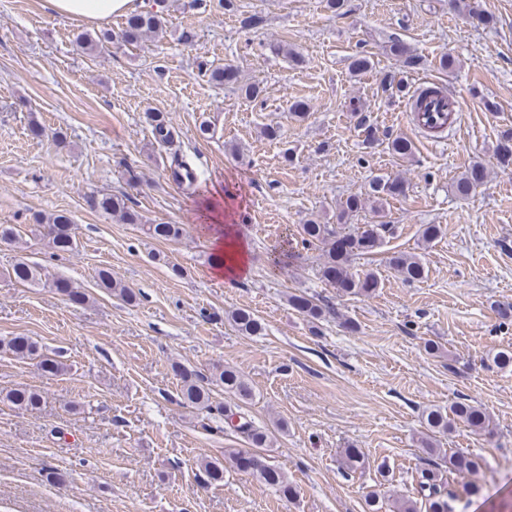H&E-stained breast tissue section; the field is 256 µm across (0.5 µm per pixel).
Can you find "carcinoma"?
Masks as SVG:
<instances>
[{"instance_id":"1","label":"carcinoma","mask_w":512,"mask_h":512,"mask_svg":"<svg viewBox=\"0 0 512 512\" xmlns=\"http://www.w3.org/2000/svg\"><path fill=\"white\" fill-rule=\"evenodd\" d=\"M459 10L486 25L494 22L493 17L479 9L476 0H460ZM166 34L167 21L164 13L141 10L126 16L120 32L101 31L95 35L82 34L78 37V44L81 49L91 54L97 52L103 44L115 39L125 44L135 45L148 37L161 40ZM389 53L407 68L420 65V57L398 38L390 41ZM202 75L211 82L238 90L247 99L256 100L262 95L260 86L242 82L240 70L230 64L207 65ZM380 85L383 91H389L399 97L408 94L406 85L390 72L384 74ZM354 116L357 117L358 127L365 134L366 147L372 148L377 145L380 138L373 129L367 110L358 107L354 109ZM145 119L159 146L165 147L172 142V126L165 113L148 109L145 111ZM496 156L499 163L512 164L511 133L506 132L502 135L496 148ZM486 179L487 167L481 162H476L454 179L451 184L452 191L458 197H467L477 187L483 185ZM406 189L407 184L401 179L376 176L369 181L365 194L351 195L346 199L337 216L338 223L326 224L320 217L313 216L299 225L298 234L303 246L322 252L324 262L321 267V277L323 280L341 289L349 297H367L376 291L380 284L378 274L373 270L355 272L351 262L356 258L376 253L382 247L386 236L392 234L394 225L381 221L377 224H361L355 230L346 232L342 230L340 223L349 216L366 209L370 202L373 203V211L380 212L388 199L405 195ZM128 202L129 198L123 194L97 193L87 196V204L90 208L110 214L125 224L140 223L138 212L128 205ZM34 221L43 229L44 236L49 239L56 251L65 253L76 248L74 223L67 213L58 211L37 214L34 216ZM147 234L156 240L171 241L181 236L182 227L178 224H150ZM388 264L404 282L420 280L425 273L417 257L401 252L393 253L388 259ZM9 276L21 284L43 283L76 303L83 304L88 299L87 294L74 286L71 281L60 277L49 278L39 263L25 257L14 263ZM96 286L124 301L131 302L135 299L132 290L112 277V271L107 268L97 271ZM288 305L312 323L321 320L326 313L330 312L329 307L318 304L313 298L304 294L288 295ZM230 319L238 332L244 336H261L265 332L264 323L249 310L235 309L231 312ZM0 347L5 348L18 359L39 356V346L29 336H12L0 341ZM173 370L181 381V398L200 410L223 412L222 405L213 404V395L218 389L235 396L242 402L251 399L253 395L249 381L242 374L228 367L216 366L208 374L183 365H175ZM0 398L26 410L37 409L44 401L40 391L28 386L15 387ZM235 415L240 420L237 428L247 433L256 446L260 447L267 442L269 435L253 428L252 422L246 420L242 413L232 412L227 415V418L231 419ZM426 422L428 428L434 433H445L455 425H462L477 434H492L485 411L470 402H456L448 412L439 408L431 409L426 414ZM244 457L245 454L235 448L227 449L224 451V461L203 459L199 466L211 481L219 482L224 478V464L227 463L240 471L244 469ZM448 464L449 473L457 476H472L481 466L476 456L463 451L451 453ZM343 465L352 473L361 472L366 467L365 456L358 450L348 448L344 451ZM249 473L258 476L266 484L278 488L285 495L292 494L287 477L271 467L259 455L253 456ZM415 490L417 493L415 499L394 500V512H452L449 501L455 498L454 492L449 488V483L439 477L436 470L424 468L417 472Z\"/></svg>"}]
</instances>
